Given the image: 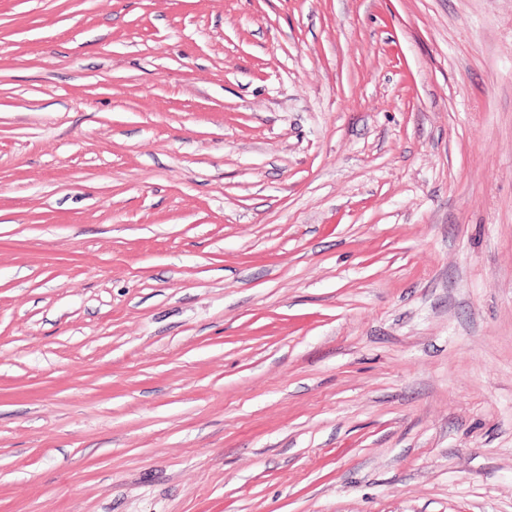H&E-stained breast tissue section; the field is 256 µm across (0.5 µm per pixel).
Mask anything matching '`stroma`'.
I'll use <instances>...</instances> for the list:
<instances>
[{"mask_svg":"<svg viewBox=\"0 0 512 512\" xmlns=\"http://www.w3.org/2000/svg\"><path fill=\"white\" fill-rule=\"evenodd\" d=\"M0 512H512V0H0Z\"/></svg>","mask_w":512,"mask_h":512,"instance_id":"1","label":"stroma"}]
</instances>
